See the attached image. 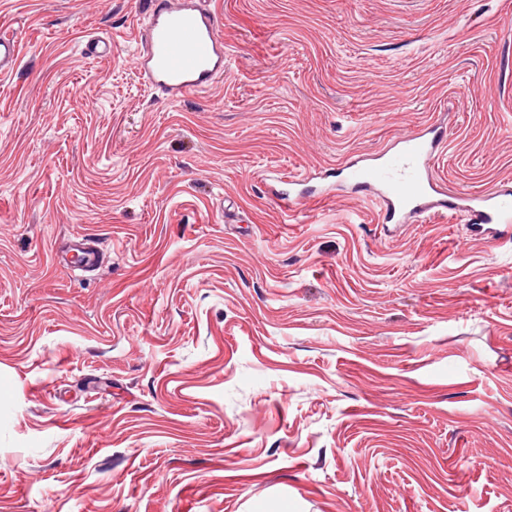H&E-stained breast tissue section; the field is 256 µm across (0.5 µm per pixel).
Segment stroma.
<instances>
[{"label": "stroma", "instance_id": "35a3bbf8", "mask_svg": "<svg viewBox=\"0 0 512 512\" xmlns=\"http://www.w3.org/2000/svg\"><path fill=\"white\" fill-rule=\"evenodd\" d=\"M146 2L0 0V512H512V243L263 177L438 120L440 182L512 183V0H217L176 103ZM201 0H149L148 22H133L142 80L168 101L208 90L224 73V15ZM23 52L21 39L13 32H0V74L12 71ZM284 181L288 183L290 189L288 193L281 194L278 197V201L281 207L285 210H290L294 208L299 203L303 202L305 199L310 198H318L323 196H328L325 193H315L308 191L306 189L300 188L304 185L306 178L303 175H285L283 176ZM99 243L90 238H81L71 241L70 252L72 254L69 263L78 266L88 272L99 266L101 249Z\"/></svg>", "mask_w": 512, "mask_h": 512}]
</instances>
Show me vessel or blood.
I'll use <instances>...</instances> for the list:
<instances>
[{"mask_svg":"<svg viewBox=\"0 0 512 512\" xmlns=\"http://www.w3.org/2000/svg\"><path fill=\"white\" fill-rule=\"evenodd\" d=\"M224 15L203 0H149L146 21L133 22L130 38L142 80L166 100L177 101L208 90L224 72ZM23 52L21 39L0 32V74L12 71ZM443 130L430 125L401 137L394 149L347 163L337 170L341 182L372 192L383 223L405 224L414 217L445 216L471 224L476 236L495 243L512 241V213L497 204L498 188L479 193L444 190L432 174ZM288 193L279 196L283 209L294 208L312 193L304 176L286 175ZM71 265L91 271L101 249L89 238L72 241Z\"/></svg>","mask_w":512,"mask_h":512,"instance_id":"vessel-or-blood-1","label":"vessel or blood"}]
</instances>
